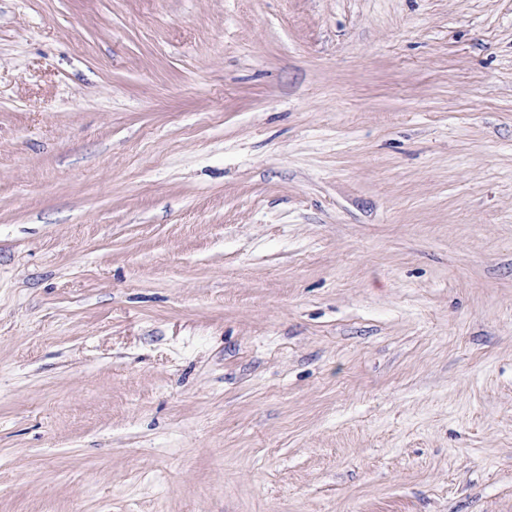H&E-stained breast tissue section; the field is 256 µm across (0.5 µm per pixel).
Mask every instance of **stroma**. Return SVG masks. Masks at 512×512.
I'll list each match as a JSON object with an SVG mask.
<instances>
[{
  "instance_id": "obj_1",
  "label": "stroma",
  "mask_w": 512,
  "mask_h": 512,
  "mask_svg": "<svg viewBox=\"0 0 512 512\" xmlns=\"http://www.w3.org/2000/svg\"><path fill=\"white\" fill-rule=\"evenodd\" d=\"M0 512H512V0H0Z\"/></svg>"
}]
</instances>
